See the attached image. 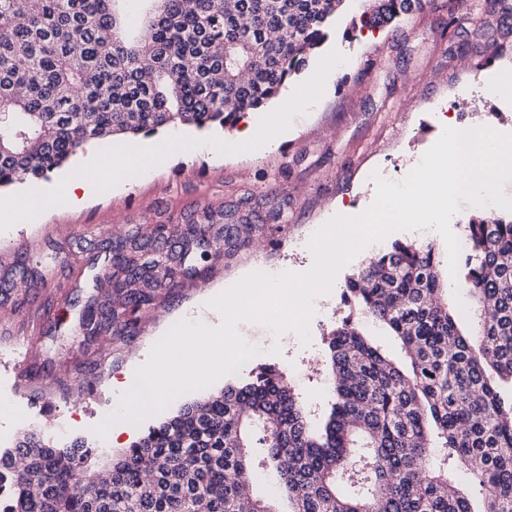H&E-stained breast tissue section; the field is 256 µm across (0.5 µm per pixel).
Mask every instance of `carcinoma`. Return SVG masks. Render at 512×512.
Returning <instances> with one entry per match:
<instances>
[{"instance_id": "carcinoma-1", "label": "carcinoma", "mask_w": 512, "mask_h": 512, "mask_svg": "<svg viewBox=\"0 0 512 512\" xmlns=\"http://www.w3.org/2000/svg\"><path fill=\"white\" fill-rule=\"evenodd\" d=\"M352 31L413 14L423 0H363ZM345 0H0V187L39 180L94 142L162 127L233 126L275 97L328 36ZM473 33L512 38L506 0L470 5ZM24 14L26 21H18ZM253 224L204 213L168 236L111 246L108 294L83 328H136L157 288ZM464 281L478 329L464 335L431 242L395 241L349 276V314L328 333L336 402L309 426L284 372L269 365L183 407L97 468L83 442L58 448L24 432L0 453V512H279L253 495L251 449L275 472L288 512H512V219L467 224ZM367 317L400 340L407 366L358 328ZM464 468L476 502L428 463Z\"/></svg>"}]
</instances>
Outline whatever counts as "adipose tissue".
<instances>
[{
  "label": "adipose tissue",
  "mask_w": 512,
  "mask_h": 512,
  "mask_svg": "<svg viewBox=\"0 0 512 512\" xmlns=\"http://www.w3.org/2000/svg\"><path fill=\"white\" fill-rule=\"evenodd\" d=\"M276 300L278 307H285L289 300L286 289L274 280L257 282L246 279L243 284L221 288L209 283L202 284L200 297L204 304L215 311L236 304L243 291ZM223 329L192 320L186 321L180 333L162 348V362L156 367L144 368L139 377V388L130 389L127 383L113 381L112 386L117 392L119 403L117 409L124 414L148 412L162 401L179 391L186 379L202 383L212 377L224 362ZM194 359L197 366L192 376H185L183 363L186 359Z\"/></svg>",
  "instance_id": "ef3b65f1"
}]
</instances>
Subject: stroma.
I'll return each instance as SVG.
<instances>
[{
    "mask_svg": "<svg viewBox=\"0 0 512 512\" xmlns=\"http://www.w3.org/2000/svg\"><path fill=\"white\" fill-rule=\"evenodd\" d=\"M363 8L362 0H347L306 71L285 85L284 94H291L330 50L351 58L329 75L309 113L294 117L293 132L277 149L179 156L125 190L99 193L71 209L49 207L0 233V283L10 286L0 300V383H15L23 361L29 387L26 395L0 402L1 451L21 435L19 416L28 412L45 438L55 439L65 423L67 440H84L112 455L116 448L106 437L102 413L114 402L113 381L137 377L130 350L164 343L171 328L162 324V316H179L196 303L200 283L229 284L256 267L307 271L313 261L308 243L327 214L334 209L349 217L363 214L375 199L377 179L403 180L447 121L512 134V99L484 89L488 81L502 83L512 76L511 46L490 57L489 41L474 37L467 10L448 0H428L398 29L348 38L351 21ZM461 96L470 100L467 110L436 107ZM207 211L223 212L225 223L257 224L261 230L254 243L223 246L217 259L204 262L199 276L180 277L158 289L129 336L86 335L79 313L98 293L95 277L110 267L112 243L150 234L158 225L177 229ZM427 239L438 251L449 305L469 318L472 304L463 281L450 275L443 237L432 231ZM23 264L48 268L49 274L18 283ZM346 313L338 301L316 310L306 347L295 332L276 337L260 324H249L241 329L243 342H230L224 359L243 360L249 370L279 367L295 386L308 420L320 424L335 400L333 375L324 360L326 335ZM33 316L40 317L41 330L26 350L18 329ZM314 356L323 360L320 369L310 367ZM225 383L221 377L206 388L184 389L153 411L121 419L125 440L139 441L149 428L185 404L219 393Z\"/></svg>",
    "mask_w": 512,
    "mask_h": 512,
    "instance_id": "1",
    "label": "stroma"
}]
</instances>
